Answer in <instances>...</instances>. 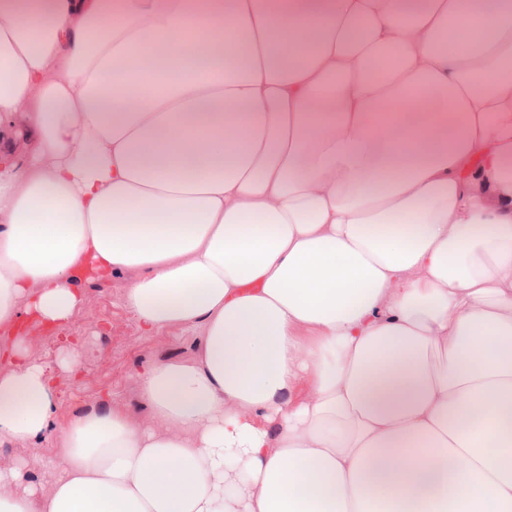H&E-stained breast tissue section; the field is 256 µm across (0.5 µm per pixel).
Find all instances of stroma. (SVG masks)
Segmentation results:
<instances>
[{
	"mask_svg": "<svg viewBox=\"0 0 512 512\" xmlns=\"http://www.w3.org/2000/svg\"><path fill=\"white\" fill-rule=\"evenodd\" d=\"M127 275L109 280L81 281L82 303L68 321L35 325L27 335L31 358L50 367L72 356L79 362L76 374L59 384L60 423L82 409L109 404L122 408L140 426L152 424L148 406L141 399L138 372L142 367L168 359L191 357L200 336L198 328L176 326L147 330L125 304ZM27 464L28 477L49 490L50 475L63 465L48 448L30 443H0V468L18 461Z\"/></svg>",
	"mask_w": 512,
	"mask_h": 512,
	"instance_id": "obj_1",
	"label": "stroma"
}]
</instances>
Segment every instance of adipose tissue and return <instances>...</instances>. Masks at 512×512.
I'll return each instance as SVG.
<instances>
[{
	"label": "adipose tissue",
	"instance_id": "adipose-tissue-1",
	"mask_svg": "<svg viewBox=\"0 0 512 512\" xmlns=\"http://www.w3.org/2000/svg\"><path fill=\"white\" fill-rule=\"evenodd\" d=\"M118 273L196 354L59 425ZM0 331V512H512V0H0ZM19 460L26 462L27 476L36 482L43 492L50 490L51 473L63 465V460L46 447L12 441H5L0 445V468L9 469Z\"/></svg>",
	"mask_w": 512,
	"mask_h": 512
}]
</instances>
